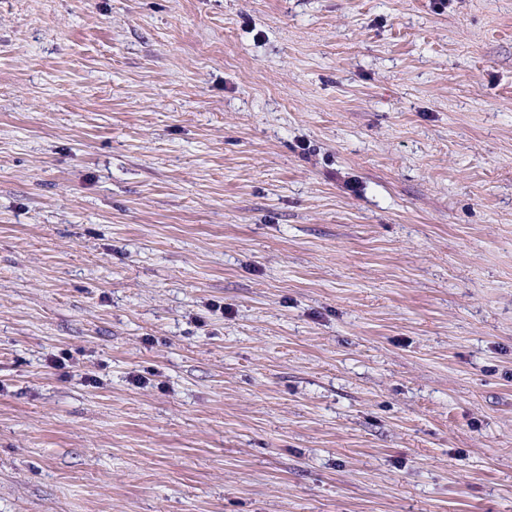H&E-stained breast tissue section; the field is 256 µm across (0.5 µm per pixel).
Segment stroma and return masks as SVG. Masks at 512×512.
I'll use <instances>...</instances> for the list:
<instances>
[{
	"label": "stroma",
	"mask_w": 512,
	"mask_h": 512,
	"mask_svg": "<svg viewBox=\"0 0 512 512\" xmlns=\"http://www.w3.org/2000/svg\"><path fill=\"white\" fill-rule=\"evenodd\" d=\"M0 512H512V0H0Z\"/></svg>",
	"instance_id": "1"
}]
</instances>
